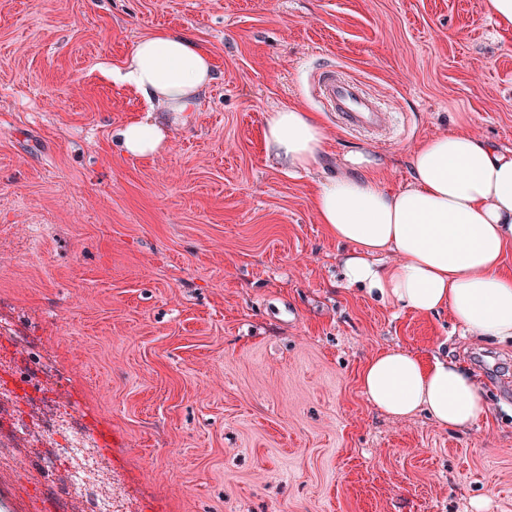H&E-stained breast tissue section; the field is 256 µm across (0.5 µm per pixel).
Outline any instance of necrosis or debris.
<instances>
[{
	"label": "necrosis or debris",
	"mask_w": 512,
	"mask_h": 512,
	"mask_svg": "<svg viewBox=\"0 0 512 512\" xmlns=\"http://www.w3.org/2000/svg\"><path fill=\"white\" fill-rule=\"evenodd\" d=\"M0 331L24 351L18 359L0 355V373L6 376L0 382V418L10 408L16 392L33 393L26 415L13 418L9 432L0 431V463H10L11 449L34 442L41 450L36 465L49 498L61 505L78 501L81 512H120L113 495L104 493L93 475L96 462L85 451L96 447L97 440L82 415L60 401L39 395L47 379L55 376V365L35 339L18 332L11 323L1 325ZM63 458L69 463V474L64 478L58 475Z\"/></svg>",
	"instance_id": "4bbe7bcc"
}]
</instances>
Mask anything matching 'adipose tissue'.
Returning a JSON list of instances; mask_svg holds the SVG:
<instances>
[{
    "label": "adipose tissue",
    "instance_id": "1",
    "mask_svg": "<svg viewBox=\"0 0 512 512\" xmlns=\"http://www.w3.org/2000/svg\"><path fill=\"white\" fill-rule=\"evenodd\" d=\"M112 77L141 95L150 113L116 133L124 153H158L162 112H194L214 78L210 52L194 39L160 30L141 37ZM268 155L289 173L319 167L327 153L317 113L295 105L264 117ZM400 188L376 173L385 163L354 151L342 175L319 181L310 205L337 243L346 286L396 307L430 315L449 311L471 336L512 339V273L502 266L512 238V149L463 131L422 140ZM368 402L395 417L427 412L440 426L464 430L486 404L475 377L459 364L424 360L399 349L373 357L361 373Z\"/></svg>",
    "mask_w": 512,
    "mask_h": 512
}]
</instances>
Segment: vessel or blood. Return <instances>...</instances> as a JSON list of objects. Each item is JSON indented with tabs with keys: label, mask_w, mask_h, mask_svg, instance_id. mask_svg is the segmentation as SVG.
<instances>
[{
	"label": "vessel or blood",
	"mask_w": 512,
	"mask_h": 512,
	"mask_svg": "<svg viewBox=\"0 0 512 512\" xmlns=\"http://www.w3.org/2000/svg\"><path fill=\"white\" fill-rule=\"evenodd\" d=\"M315 90L347 129L383 136L389 124V114L361 84L336 69L317 74Z\"/></svg>",
	"instance_id": "b4317fda"
}]
</instances>
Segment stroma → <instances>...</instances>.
I'll return each mask as SVG.
<instances>
[{
  "mask_svg": "<svg viewBox=\"0 0 512 512\" xmlns=\"http://www.w3.org/2000/svg\"><path fill=\"white\" fill-rule=\"evenodd\" d=\"M159 29L206 45L213 82L164 148L124 155L143 117L112 79ZM392 117L337 124L327 67ZM320 113L331 155L288 175L263 116ZM467 126L512 149V31L486 0H0V317L66 378L132 512H512V342L463 335L345 287L310 189L336 158L409 178L423 139ZM398 348L462 364L487 412L466 430L371 405L360 372ZM0 474V512H55L33 451Z\"/></svg>",
  "mask_w": 512,
  "mask_h": 512,
  "instance_id": "stroma-1",
  "label": "stroma"
}]
</instances>
